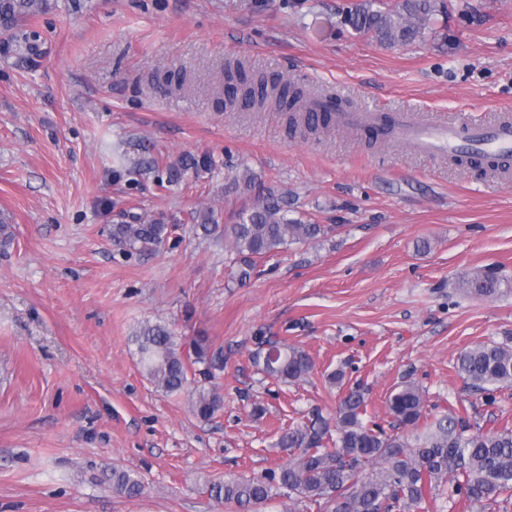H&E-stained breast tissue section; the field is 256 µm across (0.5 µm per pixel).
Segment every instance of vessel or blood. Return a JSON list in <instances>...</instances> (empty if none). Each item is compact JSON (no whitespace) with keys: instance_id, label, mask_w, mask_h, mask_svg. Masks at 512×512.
<instances>
[{"instance_id":"obj_1","label":"vessel or blood","mask_w":512,"mask_h":512,"mask_svg":"<svg viewBox=\"0 0 512 512\" xmlns=\"http://www.w3.org/2000/svg\"><path fill=\"white\" fill-rule=\"evenodd\" d=\"M339 121L367 123L381 138H396L413 148L462 159H495L512 153V123L485 124L460 115L451 120H421L407 112H346Z\"/></svg>"}]
</instances>
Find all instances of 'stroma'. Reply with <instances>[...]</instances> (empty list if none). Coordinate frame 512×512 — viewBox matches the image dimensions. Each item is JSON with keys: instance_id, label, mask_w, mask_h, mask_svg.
I'll return each instance as SVG.
<instances>
[{"instance_id": "obj_1", "label": "stroma", "mask_w": 512, "mask_h": 512, "mask_svg": "<svg viewBox=\"0 0 512 512\" xmlns=\"http://www.w3.org/2000/svg\"><path fill=\"white\" fill-rule=\"evenodd\" d=\"M350 2L48 0L20 22L24 45L0 35V512H230L210 483L287 460L282 432L334 417L356 385L366 421L387 428L409 381L427 417L512 425V387L490 403L457 370L462 351L512 339V291L458 286L488 268L512 282V158L464 165L224 108V64L239 59L357 111L512 120V0H450L392 46L340 25ZM203 154L211 170L170 182L169 166ZM271 194L325 233L239 279L202 215L222 228ZM128 215L167 225L156 252L113 241ZM148 321L221 353L223 370L192 378L224 397L212 420L148 380L132 341ZM263 341L304 350L313 372L266 375ZM115 467L139 495L100 483Z\"/></svg>"}]
</instances>
